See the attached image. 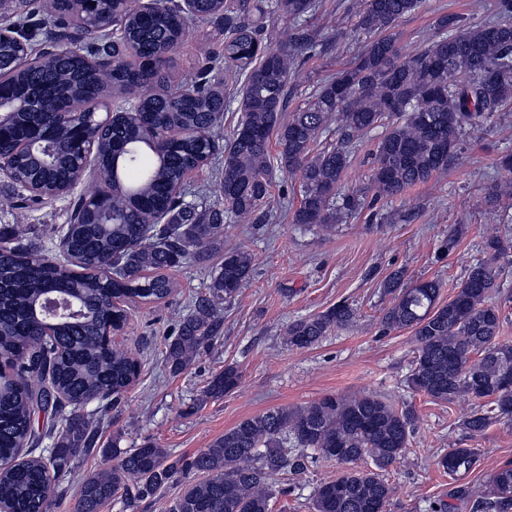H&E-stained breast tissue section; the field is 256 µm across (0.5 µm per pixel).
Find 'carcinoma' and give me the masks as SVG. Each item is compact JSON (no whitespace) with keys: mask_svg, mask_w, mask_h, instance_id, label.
Segmentation results:
<instances>
[{"mask_svg":"<svg viewBox=\"0 0 512 512\" xmlns=\"http://www.w3.org/2000/svg\"><path fill=\"white\" fill-rule=\"evenodd\" d=\"M9 2L8 10L19 9L23 41L1 44L0 53L12 55L22 45L37 51L32 40L40 25L32 0ZM420 6L421 0H356L348 11L354 31L365 37L362 50L291 112L288 83L317 45V32L305 22L322 9V0H199L196 20L224 24V49L189 83L171 85L161 69L188 29L173 0L148 12L136 0L125 5L116 19L127 54L115 49L104 29L51 70L11 74L28 98L4 121L23 129L33 120L29 106L36 105L61 154L71 135L53 123L52 110L75 97L134 92L140 117L113 122L103 137L95 161L105 188L75 201L80 222L62 228L63 259L41 251L14 225H0V363L13 367L11 374L0 370V512H49L59 478L75 461L96 454L110 455L116 464L84 480L74 512H102L118 496L147 500L179 471L200 479L183 490L171 512H270L275 477L304 472L311 451L349 466L316 487L311 512H386L393 490L383 473L406 452L415 414L381 395L328 394L301 407L269 409L187 458L151 440L126 452L101 447L99 425L83 404L113 408L137 381V360L107 335L124 327L125 303L168 299L175 283L164 271L188 261L206 265L220 253L208 292L192 300L167 339L164 361L180 373L211 349L224 326L217 305L234 298L252 272L248 252L224 251V225L266 221L275 171L300 177L294 223L332 225L342 212L361 211L367 198L373 204L427 183L458 158L466 131L512 106V0H497V18L483 24L453 14L438 17L423 46L407 53L395 28ZM268 20L289 24L288 44H268ZM128 54L137 64L125 60ZM221 64L240 82L233 98L215 82ZM233 101L240 117L226 138L224 111ZM334 119L343 138L314 150ZM378 127L384 132L369 183L363 193L337 202L354 149ZM215 155L222 163V204L185 202L187 195L203 198L204 190L175 189ZM38 167L37 160L20 158L12 187L31 182ZM500 167L507 176L494 195L511 200L512 155ZM70 177L60 163L39 188L59 194ZM511 246L488 239V258L468 268L446 303L437 280L407 284L397 271L384 283L391 301L382 331L407 329L416 344L407 387L443 403L470 398L461 427L472 439L493 420L512 417V345L497 342L501 314L489 303L500 275L495 262ZM49 293L75 299L84 315L48 326L33 308ZM356 317L343 301L298 319L286 329L288 345L312 347ZM238 379L236 367L227 366L211 376L203 394L222 398ZM51 434L48 455L35 454ZM481 456L479 448H450L439 464L459 480L477 469ZM366 457L372 466L354 467ZM472 508L512 512L511 465L487 480Z\"/></svg>","mask_w":512,"mask_h":512,"instance_id":"1","label":"carcinoma"}]
</instances>
